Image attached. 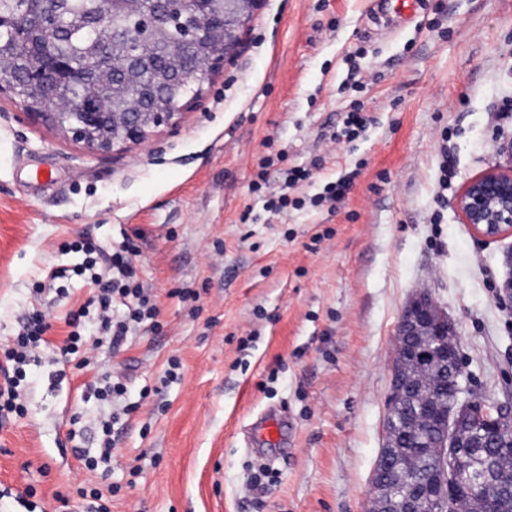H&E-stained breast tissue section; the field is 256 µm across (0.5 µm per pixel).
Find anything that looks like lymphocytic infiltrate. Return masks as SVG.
Returning a JSON list of instances; mask_svg holds the SVG:
<instances>
[{"instance_id": "obj_1", "label": "lymphocytic infiltrate", "mask_w": 512, "mask_h": 512, "mask_svg": "<svg viewBox=\"0 0 512 512\" xmlns=\"http://www.w3.org/2000/svg\"><path fill=\"white\" fill-rule=\"evenodd\" d=\"M139 248L127 244L122 251L101 257L99 250L84 245V259L77 267V274H89L93 284L92 294L85 306L69 311L65 318L68 332L62 347H55L47 333L51 324L46 314L33 312L19 329L14 345L5 352L7 365L0 369V418L25 414V394L22 383L29 365H40L43 353L61 349L62 353L76 360L79 369L91 364L89 354L102 343L120 349L131 331L140 327L157 330L160 309L150 289L144 288L138 279L133 258ZM122 306L121 315H114V306ZM98 312L96 327L91 334H84L82 319L88 307Z\"/></svg>"}]
</instances>
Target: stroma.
Instances as JSON below:
<instances>
[{
	"mask_svg": "<svg viewBox=\"0 0 512 512\" xmlns=\"http://www.w3.org/2000/svg\"><path fill=\"white\" fill-rule=\"evenodd\" d=\"M363 105L364 133L335 140ZM512 137V0H258L239 50L196 107L146 143L94 154L29 121L0 93V353L25 314L58 323L87 298L71 244L137 243L138 275L160 333L101 345L92 370L27 374L24 415L0 421V512H367L383 445L395 333L429 291L459 331L468 387L512 405V304L499 297L512 233L480 238L457 208L463 185L496 166ZM270 166H263V159ZM310 173L268 211L289 169ZM267 187L253 191L258 171ZM356 177L336 207L310 205ZM67 305L36 293L47 271ZM251 337L247 350L241 338ZM182 375L164 382L170 360ZM127 386L110 461L89 470L95 375ZM288 424L268 449L266 412ZM276 481L249 488L259 467Z\"/></svg>",
	"mask_w": 512,
	"mask_h": 512,
	"instance_id": "1",
	"label": "stroma"
}]
</instances>
